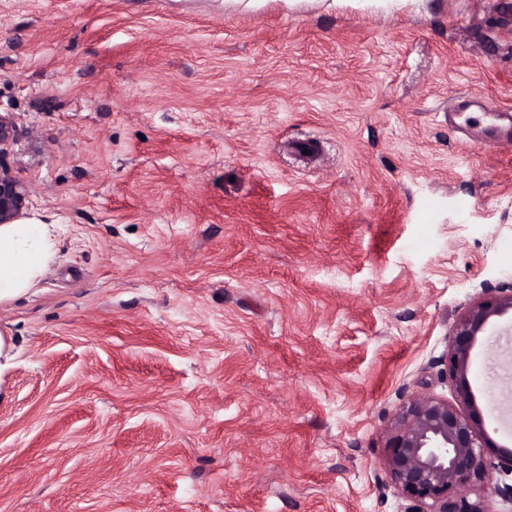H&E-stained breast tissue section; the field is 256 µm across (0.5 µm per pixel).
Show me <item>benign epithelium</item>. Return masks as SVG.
<instances>
[{
    "mask_svg": "<svg viewBox=\"0 0 512 512\" xmlns=\"http://www.w3.org/2000/svg\"><path fill=\"white\" fill-rule=\"evenodd\" d=\"M13 117L0 113V225L17 224L28 209L29 186L1 158L14 144ZM512 313V286L484 288L459 314L448 333V349L439 364L455 386V402L417 391L406 395L387 430L383 465L394 492L414 504L412 512H485L471 498L486 486L512 503V452L500 453L490 466L486 449L495 448L483 432L469 375L477 337L496 318Z\"/></svg>",
    "mask_w": 512,
    "mask_h": 512,
    "instance_id": "benign-epithelium-1",
    "label": "benign epithelium"
}]
</instances>
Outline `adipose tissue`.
I'll list each match as a JSON object with an SVG mask.
<instances>
[{
	"mask_svg": "<svg viewBox=\"0 0 512 512\" xmlns=\"http://www.w3.org/2000/svg\"><path fill=\"white\" fill-rule=\"evenodd\" d=\"M54 254L53 225L40 222L0 225V304L25 295Z\"/></svg>",
	"mask_w": 512,
	"mask_h": 512,
	"instance_id": "ef3b65f1",
	"label": "adipose tissue"
}]
</instances>
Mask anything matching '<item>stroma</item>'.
<instances>
[{"label":"stroma","mask_w":512,"mask_h":512,"mask_svg":"<svg viewBox=\"0 0 512 512\" xmlns=\"http://www.w3.org/2000/svg\"><path fill=\"white\" fill-rule=\"evenodd\" d=\"M512 0H0L52 261L0 305V512H409L403 392L512 285ZM316 148L304 155L302 145ZM512 360V319L474 349Z\"/></svg>","instance_id":"35a3bbf8"}]
</instances>
